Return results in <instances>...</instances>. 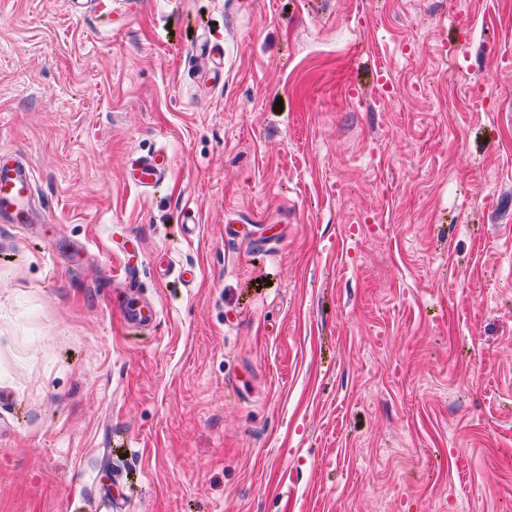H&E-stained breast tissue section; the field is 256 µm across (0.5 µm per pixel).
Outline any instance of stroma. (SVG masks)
Wrapping results in <instances>:
<instances>
[{"label": "stroma", "instance_id": "35a3bbf8", "mask_svg": "<svg viewBox=\"0 0 512 512\" xmlns=\"http://www.w3.org/2000/svg\"><path fill=\"white\" fill-rule=\"evenodd\" d=\"M115 2L0 0V512H512V0ZM145 4L144 0H121L115 12L116 16L112 17V27L123 28L130 21L142 15ZM223 60V48L219 44L210 41L207 37H204L194 46L190 63H192L191 67L196 68L201 74H206L211 70L221 71ZM48 212L35 204L30 165L11 149L0 148V222L49 224ZM172 164V158L160 149L148 155L127 157L124 167L127 180L134 186L153 188L168 179ZM131 288H138L136 283H130L129 296L121 307L128 322L138 326H148L152 324L157 318V310L151 305H136L134 299V292Z\"/></svg>", "mask_w": 512, "mask_h": 512}]
</instances>
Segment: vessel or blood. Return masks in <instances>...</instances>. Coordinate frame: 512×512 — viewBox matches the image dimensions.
<instances>
[{
  "label": "vessel or blood",
  "instance_id": "obj_1",
  "mask_svg": "<svg viewBox=\"0 0 512 512\" xmlns=\"http://www.w3.org/2000/svg\"><path fill=\"white\" fill-rule=\"evenodd\" d=\"M145 10V0H121L112 19L121 28L139 17ZM224 51L209 39H200L194 46L190 61L199 72L221 70ZM173 164L165 150L148 155L131 156L124 162L126 177L134 186L152 188L164 183ZM51 217L35 203L34 183L30 165L13 150L0 148V222L4 224H47ZM122 311L128 322L138 326L152 324L157 310L151 305L136 304L127 298Z\"/></svg>",
  "mask_w": 512,
  "mask_h": 512
}]
</instances>
